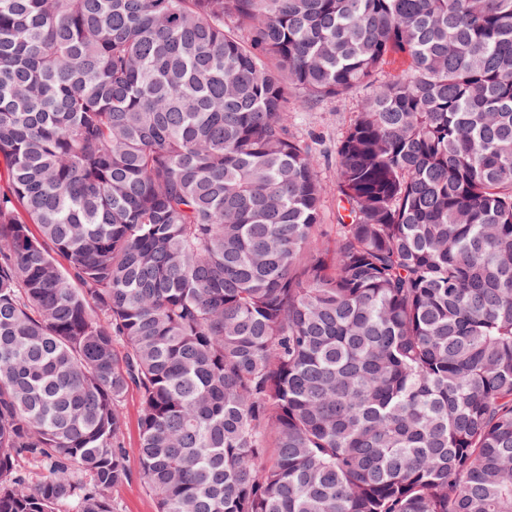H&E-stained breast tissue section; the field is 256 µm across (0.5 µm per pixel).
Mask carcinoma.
Masks as SVG:
<instances>
[{"label":"carcinoma","mask_w":512,"mask_h":512,"mask_svg":"<svg viewBox=\"0 0 512 512\" xmlns=\"http://www.w3.org/2000/svg\"><path fill=\"white\" fill-rule=\"evenodd\" d=\"M0 160V512H512V0H0ZM363 92L350 98L328 99L310 107L293 96L288 98V115L292 132L298 139L317 143L320 153L318 175L333 192L325 199L323 223L327 230L336 224V146L357 112ZM121 410L124 419V465L128 478L116 492L121 512H156L153 496L142 479L141 460L138 453L140 441L141 395L135 388L126 393Z\"/></svg>","instance_id":"cac0c4a2"}]
</instances>
